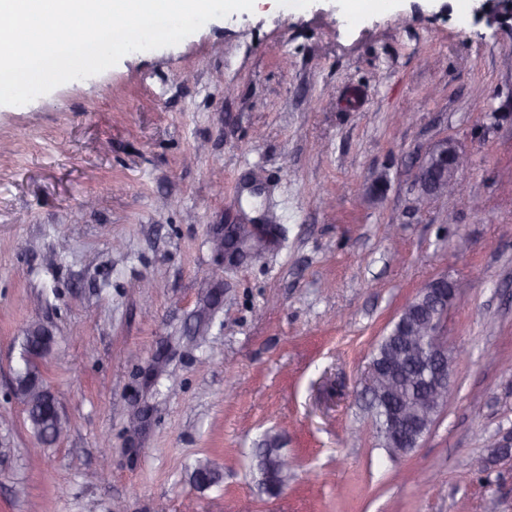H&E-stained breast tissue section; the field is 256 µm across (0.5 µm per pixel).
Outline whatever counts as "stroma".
<instances>
[{
  "label": "stroma",
  "instance_id": "stroma-1",
  "mask_svg": "<svg viewBox=\"0 0 512 512\" xmlns=\"http://www.w3.org/2000/svg\"><path fill=\"white\" fill-rule=\"evenodd\" d=\"M340 11L216 18L0 105V512H512V459L493 453L512 443V28L458 0ZM445 138L470 155L460 193L418 210V162ZM254 211L277 238L225 263L212 236ZM441 276L459 285L448 346L468 355L394 459L364 378ZM36 322L68 433L32 455L9 383ZM269 447L295 466L260 497ZM204 458L223 481L201 490L185 467Z\"/></svg>",
  "mask_w": 512,
  "mask_h": 512
}]
</instances>
